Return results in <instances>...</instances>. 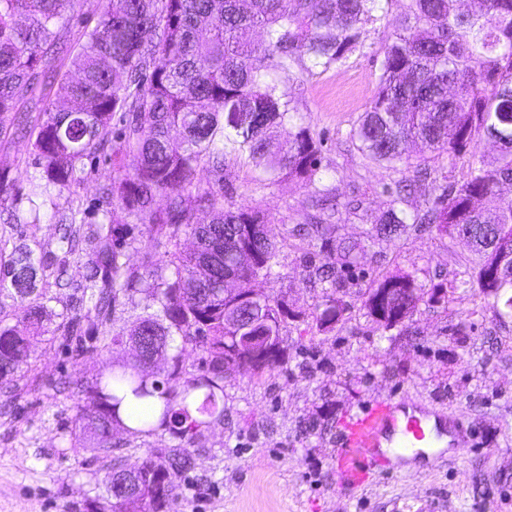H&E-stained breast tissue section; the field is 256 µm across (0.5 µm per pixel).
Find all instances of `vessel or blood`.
Masks as SVG:
<instances>
[{"mask_svg": "<svg viewBox=\"0 0 512 512\" xmlns=\"http://www.w3.org/2000/svg\"><path fill=\"white\" fill-rule=\"evenodd\" d=\"M448 442L459 450L468 445L458 418L438 415L422 404L373 399L341 420L333 469L340 484L362 488L385 466L387 454L401 458L427 446L433 450L428 457L433 465L441 459L438 447Z\"/></svg>", "mask_w": 512, "mask_h": 512, "instance_id": "1", "label": "vessel or blood"}]
</instances>
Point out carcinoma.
Returning a JSON list of instances; mask_svg holds the SVG:
<instances>
[{"label":"carcinoma","mask_w":512,"mask_h":512,"mask_svg":"<svg viewBox=\"0 0 512 512\" xmlns=\"http://www.w3.org/2000/svg\"><path fill=\"white\" fill-rule=\"evenodd\" d=\"M68 4L0 0L1 117L37 97L56 36L67 25ZM380 9L381 0H103L99 23L84 33L72 60L77 76L64 82L34 129L39 172L7 209L13 224L40 223L43 210L85 178L83 159L110 140L114 156L137 158L133 172L101 188L102 198L131 219L125 244L115 243L109 222L71 227L65 253L84 260L76 290L79 304L91 303L94 315L79 308L60 314L49 342L77 341L71 353L78 361L147 333L149 356L157 366L171 364V371L162 380L145 379L132 351L112 377L78 381L83 405L75 427L96 447H112L116 423L133 438L167 432L194 446L224 417L225 377L283 367L281 331L294 315L286 296L266 295L251 308L224 298L226 277L248 288L279 266L265 215L249 206H224V156L234 155L271 183L298 177L328 198L332 189L315 186L319 146L298 122L280 78L300 83L313 66L344 64ZM390 25L374 95L352 129L361 152L387 168L409 169L412 146L425 162L453 157L477 136L496 134L502 145L493 159L473 158L464 181L435 186L438 195L424 213L409 216L392 200L374 226L376 236H400L410 222L444 235L468 231L479 257L478 288L498 298L512 288V252L481 243L512 239V198L483 206L502 182H512V0H480L471 12L461 10L460 0H407ZM256 30L267 37L262 57L252 46ZM116 112L129 119L112 137ZM279 128L286 138L276 143L272 133ZM203 167L218 175L205 187ZM142 227L152 233L146 244L138 234ZM333 231L315 218V240L320 249L336 251V265L304 260L303 280L328 284L315 308L322 327L342 313L336 291L346 284L336 267L357 263L356 246L336 243ZM183 233L193 238L186 253L178 249ZM144 244L164 253L142 271L125 256ZM47 267L43 246L25 242L0 264V295L11 298L25 326L22 331L0 319V379L26 362L25 331L45 333L51 298L37 288V277ZM147 276L153 284L143 288ZM384 288L392 292L384 295ZM121 298L136 314L117 327L113 313ZM438 301L414 276L394 274L365 293L364 307L373 322L391 330L420 304ZM178 339L180 348L174 346ZM189 344L202 348L206 369L184 377L182 352ZM189 463L187 452L144 460L146 489L139 491L122 466L112 467L107 491L120 486L127 492L126 500H112V512H166L170 499L159 490Z\"/></svg>","instance_id":"carcinoma-1"}]
</instances>
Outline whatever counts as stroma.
I'll return each mask as SVG.
<instances>
[{"label":"stroma","mask_w":512,"mask_h":512,"mask_svg":"<svg viewBox=\"0 0 512 512\" xmlns=\"http://www.w3.org/2000/svg\"><path fill=\"white\" fill-rule=\"evenodd\" d=\"M404 5L390 0L344 64L314 68L301 85L287 88L321 143L320 176L334 189L338 208L335 237L364 246L357 266L341 272L349 285L336 294L344 308L336 324L317 325L312 312L321 291L302 278L303 258L312 251L303 234L315 212L310 188L297 180L262 185L249 167L231 156L225 160L224 185L233 203L262 211L280 248L279 277L257 279L254 286L286 296L295 316L282 330V371L225 378L224 418L192 447L190 469L174 478L172 512H512V309L504 299L479 293L476 257L466 239L414 227L397 239L371 235L405 173L374 164L350 132L375 92L392 34L388 20ZM101 10V0H72L41 101L54 99L72 75V58ZM40 103L23 104L0 120V177L12 195L25 192L35 171L29 132L43 118ZM496 152L479 136L461 156L429 162L431 179L414 186L402 209H425L435 180L463 181L471 155ZM135 165L131 155L118 162L87 160V177L46 208L40 223H0V247L28 239L60 253L58 214L75 211L86 224L99 222L106 209L99 186ZM83 273L72 257L48 271L44 285L53 313L72 307V286ZM396 273L416 276L441 300L420 305L406 326L386 330L368 317L362 294ZM126 357L117 348L76 363L40 337L32 342L22 380L0 379V512H87L91 503L107 500L113 458L133 466L179 447L166 432L137 439L115 434L109 453L76 437L74 417L82 404L77 380L110 374ZM379 394L459 415L474 445L447 452L433 467L402 461L361 489L339 485L332 469L339 421Z\"/></svg>","instance_id":"1"}]
</instances>
